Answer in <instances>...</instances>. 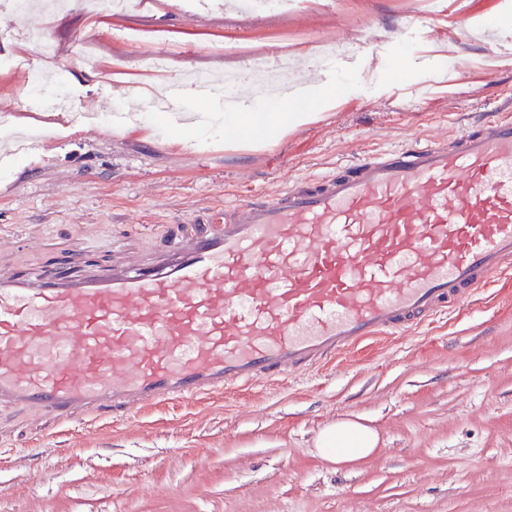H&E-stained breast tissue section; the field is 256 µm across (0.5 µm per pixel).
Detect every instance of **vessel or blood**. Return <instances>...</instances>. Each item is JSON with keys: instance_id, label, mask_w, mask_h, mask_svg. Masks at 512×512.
I'll return each mask as SVG.
<instances>
[{"instance_id": "b4317fda", "label": "vessel or blood", "mask_w": 512, "mask_h": 512, "mask_svg": "<svg viewBox=\"0 0 512 512\" xmlns=\"http://www.w3.org/2000/svg\"><path fill=\"white\" fill-rule=\"evenodd\" d=\"M294 85L280 53L257 64ZM171 84L169 111L186 119ZM512 276V114L366 151L273 197L166 225L150 252L47 277L0 269V407L127 418L320 369Z\"/></svg>"}]
</instances>
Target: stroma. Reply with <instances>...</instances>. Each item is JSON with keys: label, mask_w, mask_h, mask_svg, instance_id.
I'll return each mask as SVG.
<instances>
[{"label": "stroma", "mask_w": 512, "mask_h": 512, "mask_svg": "<svg viewBox=\"0 0 512 512\" xmlns=\"http://www.w3.org/2000/svg\"><path fill=\"white\" fill-rule=\"evenodd\" d=\"M87 20L70 0L50 31L52 80L72 90L80 128L31 140L0 161V265L57 269L59 249L105 266L115 244L146 248L159 224L227 200L272 195L363 151L453 135L512 98V0H307L277 22L225 0H164ZM140 42H128L127 30ZM340 52L323 60L319 32ZM94 58L74 59L78 47ZM173 71L242 64L274 50L309 64L292 93L318 120L282 138L216 135L189 125L192 148L139 127L83 121L136 108L155 52ZM21 29L0 34V111L16 129L48 114L13 63ZM404 72L395 84L396 72ZM359 422L378 437L339 462L316 441ZM0 512H512V298L472 306L370 345L336 366L276 385L155 408L135 418L54 428L0 409Z\"/></svg>", "instance_id": "stroma-1"}]
</instances>
